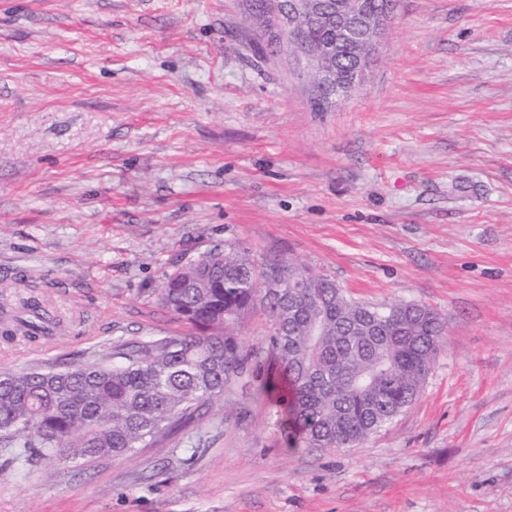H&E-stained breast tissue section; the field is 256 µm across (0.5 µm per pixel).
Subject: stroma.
<instances>
[{
  "mask_svg": "<svg viewBox=\"0 0 512 512\" xmlns=\"http://www.w3.org/2000/svg\"><path fill=\"white\" fill-rule=\"evenodd\" d=\"M244 0H0V295L60 325L0 369L184 331L167 275L290 258L447 334L412 405L308 448L259 380L163 445L0 447V512H512V0H400L363 85L317 111ZM255 305L239 347L267 355Z\"/></svg>",
  "mask_w": 512,
  "mask_h": 512,
  "instance_id": "obj_1",
  "label": "stroma"
}]
</instances>
